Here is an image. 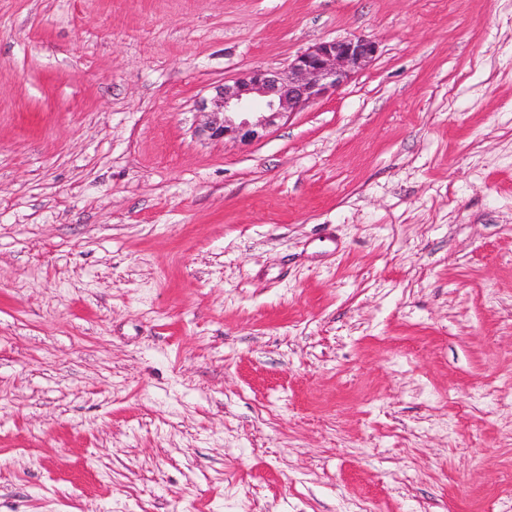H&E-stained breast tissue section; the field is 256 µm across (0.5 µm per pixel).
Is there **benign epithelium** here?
<instances>
[{
  "label": "benign epithelium",
  "mask_w": 512,
  "mask_h": 512,
  "mask_svg": "<svg viewBox=\"0 0 512 512\" xmlns=\"http://www.w3.org/2000/svg\"><path fill=\"white\" fill-rule=\"evenodd\" d=\"M377 53L365 36L322 41L297 55L288 74L254 68L231 84L213 87L198 102L203 121L196 129L212 140H253L289 112L336 91Z\"/></svg>",
  "instance_id": "obj_1"
}]
</instances>
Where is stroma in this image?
Listing matches in <instances>:
<instances>
[{"mask_svg":"<svg viewBox=\"0 0 512 512\" xmlns=\"http://www.w3.org/2000/svg\"><path fill=\"white\" fill-rule=\"evenodd\" d=\"M0 512H512V0H0ZM376 53V42L365 36L322 41L297 55L287 75L254 68L233 84L213 86L198 102L204 119L196 133L212 140L260 138L286 113L336 92ZM256 98L263 102L258 112L252 108Z\"/></svg>","mask_w":512,"mask_h":512,"instance_id":"obj_1","label":"stroma"}]
</instances>
